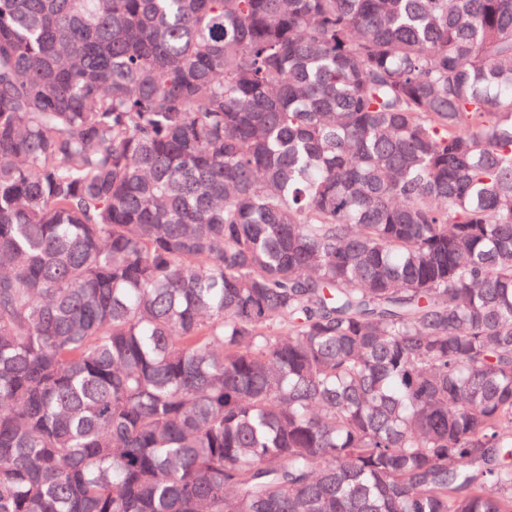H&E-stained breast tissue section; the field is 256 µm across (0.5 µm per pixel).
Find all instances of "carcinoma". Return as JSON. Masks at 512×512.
Wrapping results in <instances>:
<instances>
[{
    "label": "carcinoma",
    "mask_w": 512,
    "mask_h": 512,
    "mask_svg": "<svg viewBox=\"0 0 512 512\" xmlns=\"http://www.w3.org/2000/svg\"><path fill=\"white\" fill-rule=\"evenodd\" d=\"M0 512H512V0H0Z\"/></svg>",
    "instance_id": "cac0c4a2"
}]
</instances>
